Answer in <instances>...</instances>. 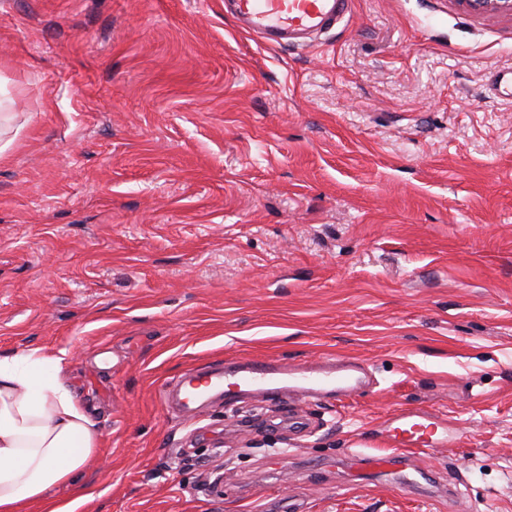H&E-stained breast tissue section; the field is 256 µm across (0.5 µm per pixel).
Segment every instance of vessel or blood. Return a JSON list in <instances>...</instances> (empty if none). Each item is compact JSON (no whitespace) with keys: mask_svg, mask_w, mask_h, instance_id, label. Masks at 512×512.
Segmentation results:
<instances>
[{"mask_svg":"<svg viewBox=\"0 0 512 512\" xmlns=\"http://www.w3.org/2000/svg\"><path fill=\"white\" fill-rule=\"evenodd\" d=\"M242 31L273 45L305 44L341 23L350 0H225ZM367 364L356 359L322 358L304 365L279 359L242 358L224 366L191 368L165 384L164 410L201 417L217 397L237 395L263 402L288 398L297 402L341 400L371 386ZM389 446L382 454H359L362 466L376 473L394 470L420 452L446 447L458 435L447 419L422 409H406L384 423Z\"/></svg>","mask_w":512,"mask_h":512,"instance_id":"obj_1","label":"vessel or blood"}]
</instances>
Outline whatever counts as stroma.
<instances>
[{
    "instance_id": "35a3bbf8",
    "label": "stroma",
    "mask_w": 512,
    "mask_h": 512,
    "mask_svg": "<svg viewBox=\"0 0 512 512\" xmlns=\"http://www.w3.org/2000/svg\"><path fill=\"white\" fill-rule=\"evenodd\" d=\"M512 14L352 0L309 44L224 0H0V352L61 358L100 434L77 512H512ZM369 364L340 403L185 420L238 357ZM421 408L447 447L354 452ZM384 432L392 452L355 453L361 465L375 473L392 471L419 452L444 448L458 436V429L448 424V419L433 416L423 409L403 410L384 422Z\"/></svg>"
}]
</instances>
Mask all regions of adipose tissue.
<instances>
[{
    "label": "adipose tissue",
    "mask_w": 512,
    "mask_h": 512,
    "mask_svg": "<svg viewBox=\"0 0 512 512\" xmlns=\"http://www.w3.org/2000/svg\"><path fill=\"white\" fill-rule=\"evenodd\" d=\"M61 360L31 350L0 355V512H77L89 501L79 480L99 434L59 377ZM69 486L60 502L52 491Z\"/></svg>",
    "instance_id": "adipose-tissue-1"
}]
</instances>
